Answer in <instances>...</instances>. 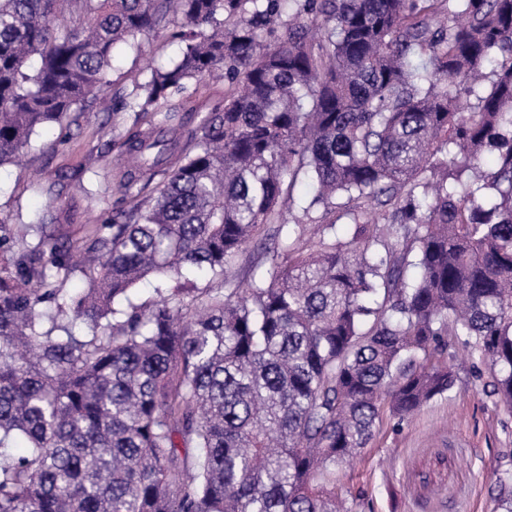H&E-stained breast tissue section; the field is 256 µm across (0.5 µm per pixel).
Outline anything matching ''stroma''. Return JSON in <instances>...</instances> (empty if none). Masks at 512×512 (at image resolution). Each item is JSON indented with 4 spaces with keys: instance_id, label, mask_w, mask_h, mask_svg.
Returning <instances> with one entry per match:
<instances>
[{
    "instance_id": "stroma-1",
    "label": "stroma",
    "mask_w": 512,
    "mask_h": 512,
    "mask_svg": "<svg viewBox=\"0 0 512 512\" xmlns=\"http://www.w3.org/2000/svg\"><path fill=\"white\" fill-rule=\"evenodd\" d=\"M181 24V16L168 13L163 28L123 47L100 96L0 166V235L21 237L34 214L48 210L54 221L47 232L69 244L92 237L113 209L128 206L117 183L135 125L118 100L176 56L171 35ZM225 90L223 78L208 76L171 104L193 116L212 112L222 107ZM489 380L461 370L448 396L410 420H380L360 459L340 477L350 496H363L362 512H494L495 482L512 474V413L491 394Z\"/></svg>"
}]
</instances>
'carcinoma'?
<instances>
[{
    "instance_id": "cac0c4a2",
    "label": "carcinoma",
    "mask_w": 512,
    "mask_h": 512,
    "mask_svg": "<svg viewBox=\"0 0 512 512\" xmlns=\"http://www.w3.org/2000/svg\"><path fill=\"white\" fill-rule=\"evenodd\" d=\"M173 3L179 54L125 102L147 128L132 206L87 248L99 277L51 287L71 247L50 236L45 263L0 262V512H353L340 469L383 414L455 387L448 337L512 409V0H68L72 25L0 0V165ZM216 70L224 109L181 147L167 102ZM302 175L320 216L288 224ZM152 274L159 299L133 302Z\"/></svg>"
}]
</instances>
